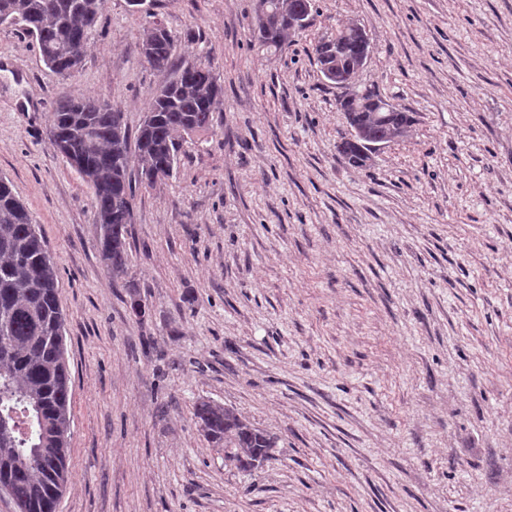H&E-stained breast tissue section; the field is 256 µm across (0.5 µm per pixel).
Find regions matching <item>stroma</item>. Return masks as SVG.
Masks as SVG:
<instances>
[{"mask_svg":"<svg viewBox=\"0 0 512 512\" xmlns=\"http://www.w3.org/2000/svg\"><path fill=\"white\" fill-rule=\"evenodd\" d=\"M257 3L154 0L224 112L167 184L137 189L116 281L46 130L66 97L138 129L166 79L142 59L145 19L106 0L66 80L0 25V176L66 318L58 512H512V0H314L275 54L253 41ZM351 22L372 46L356 88L415 119L364 168L337 153L340 91L310 55ZM200 397L276 437L271 458L244 472L212 447Z\"/></svg>","mask_w":512,"mask_h":512,"instance_id":"35a3bbf8","label":"stroma"}]
</instances>
